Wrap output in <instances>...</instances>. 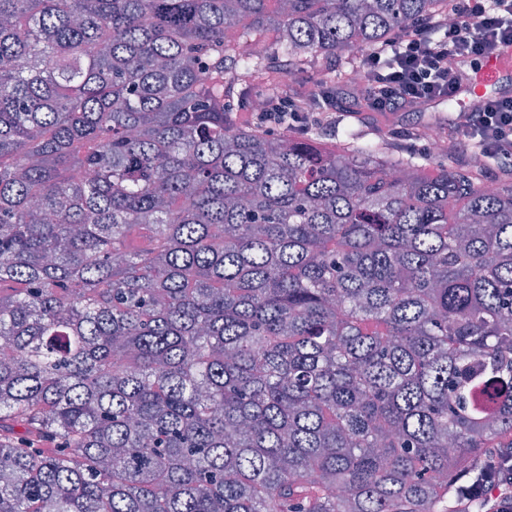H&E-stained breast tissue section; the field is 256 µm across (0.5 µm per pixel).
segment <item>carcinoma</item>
Masks as SVG:
<instances>
[{"label":"carcinoma","mask_w":512,"mask_h":512,"mask_svg":"<svg viewBox=\"0 0 512 512\" xmlns=\"http://www.w3.org/2000/svg\"><path fill=\"white\" fill-rule=\"evenodd\" d=\"M447 10L0 0V512H485L512 175L237 119Z\"/></svg>","instance_id":"1"}]
</instances>
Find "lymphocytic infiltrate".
<instances>
[{
  "label": "lymphocytic infiltrate",
  "instance_id": "lymphocytic-infiltrate-1",
  "mask_svg": "<svg viewBox=\"0 0 512 512\" xmlns=\"http://www.w3.org/2000/svg\"><path fill=\"white\" fill-rule=\"evenodd\" d=\"M455 23L425 16L401 30L397 50L384 48L361 54V87L357 90H318L316 96L331 108L368 101L374 112H425L435 103L452 99L461 79L458 58L479 59L512 49V0H467ZM247 122L261 121L274 129L295 130L320 123L321 115L306 111L301 97H268L264 111L250 112ZM479 142L485 156L512 166V96L490 97L473 112L456 113L448 121V152L456 154Z\"/></svg>",
  "mask_w": 512,
  "mask_h": 512
}]
</instances>
